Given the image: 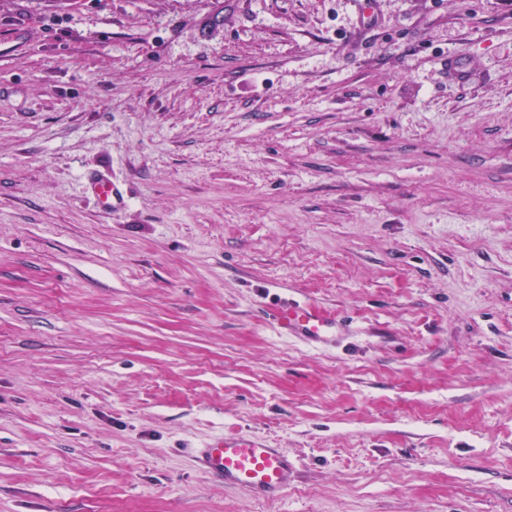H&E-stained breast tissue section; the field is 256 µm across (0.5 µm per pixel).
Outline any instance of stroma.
<instances>
[{
  "label": "stroma",
  "instance_id": "1",
  "mask_svg": "<svg viewBox=\"0 0 512 512\" xmlns=\"http://www.w3.org/2000/svg\"><path fill=\"white\" fill-rule=\"evenodd\" d=\"M360 3L0 0V512H512V0ZM272 319L286 336L310 342L328 341L337 336L341 323L335 317L309 304L280 301L273 309ZM192 451L197 465L224 487L257 498L277 499L296 478L293 460L258 436L224 433Z\"/></svg>",
  "mask_w": 512,
  "mask_h": 512
}]
</instances>
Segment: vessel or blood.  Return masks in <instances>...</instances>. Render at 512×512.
<instances>
[{
	"label": "vessel or blood",
	"mask_w": 512,
	"mask_h": 512,
	"mask_svg": "<svg viewBox=\"0 0 512 512\" xmlns=\"http://www.w3.org/2000/svg\"><path fill=\"white\" fill-rule=\"evenodd\" d=\"M272 319L284 335L310 342L336 336L335 317L309 304L279 302ZM197 465L224 486L268 500L277 499L296 478L294 462L281 449L258 436L224 433L194 449Z\"/></svg>",
	"instance_id": "obj_1"
}]
</instances>
